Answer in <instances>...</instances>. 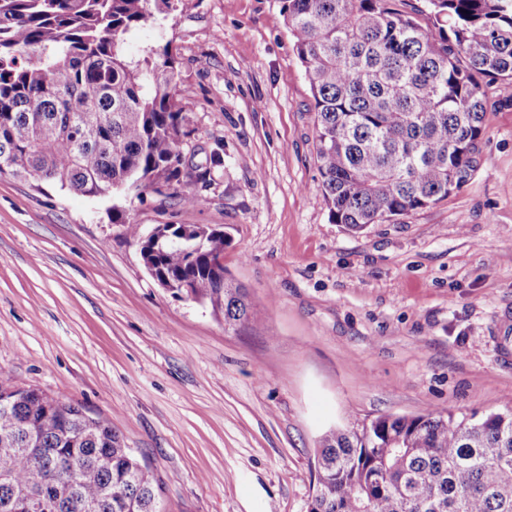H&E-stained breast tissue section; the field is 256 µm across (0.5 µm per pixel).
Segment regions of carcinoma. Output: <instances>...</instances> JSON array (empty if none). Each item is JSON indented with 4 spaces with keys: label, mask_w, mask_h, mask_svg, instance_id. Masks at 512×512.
Returning a JSON list of instances; mask_svg holds the SVG:
<instances>
[{
    "label": "carcinoma",
    "mask_w": 512,
    "mask_h": 512,
    "mask_svg": "<svg viewBox=\"0 0 512 512\" xmlns=\"http://www.w3.org/2000/svg\"><path fill=\"white\" fill-rule=\"evenodd\" d=\"M181 0H0V174L87 197L174 189L197 205L170 43L128 36ZM317 116L333 224L359 232L463 188L479 166L482 81L512 85V0H285ZM182 224L147 242L156 275L250 321L247 291L211 264L226 236L185 250ZM309 512H512V410L383 415L320 439ZM160 480L101 418L0 383V512H162Z\"/></svg>",
    "instance_id": "1"
}]
</instances>
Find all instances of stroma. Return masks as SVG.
Here are the masks:
<instances>
[{"label": "stroma", "instance_id": "1", "mask_svg": "<svg viewBox=\"0 0 512 512\" xmlns=\"http://www.w3.org/2000/svg\"><path fill=\"white\" fill-rule=\"evenodd\" d=\"M165 42L195 161L220 140L224 165L196 207L0 175V380L105 419L163 512H308L329 429L512 409V86L487 89L466 186L354 234L329 221L282 0H181L126 50ZM133 223L226 232L250 322L162 288Z\"/></svg>", "mask_w": 512, "mask_h": 512}]
</instances>
